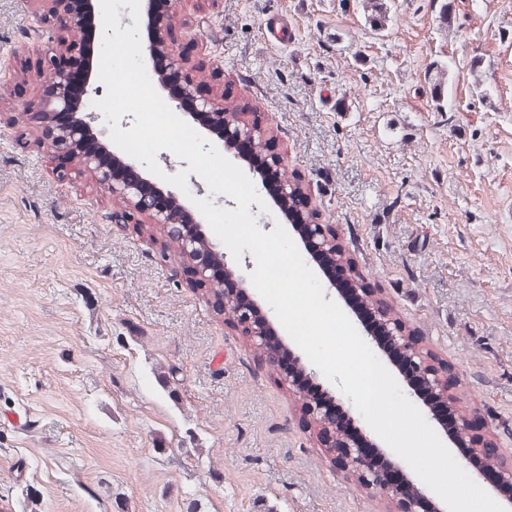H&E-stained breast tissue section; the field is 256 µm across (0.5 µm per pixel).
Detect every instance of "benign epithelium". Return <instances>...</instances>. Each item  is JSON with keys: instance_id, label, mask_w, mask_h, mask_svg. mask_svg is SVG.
I'll use <instances>...</instances> for the list:
<instances>
[{"instance_id": "1", "label": "benign epithelium", "mask_w": 512, "mask_h": 512, "mask_svg": "<svg viewBox=\"0 0 512 512\" xmlns=\"http://www.w3.org/2000/svg\"><path fill=\"white\" fill-rule=\"evenodd\" d=\"M189 9L216 6L218 0H140L139 27L144 32L141 53L147 64L160 59L163 69L161 89L169 107L199 126L207 136L221 143L225 154L248 162L257 191L271 198L275 206L292 218L290 228L299 237L306 253L322 272L328 289L336 293L358 318L367 312L373 328L365 330L367 339L393 362L407 387L421 401L430 420L448 434L450 412L454 417L451 440L466 437L473 456L484 461L492 472L494 486L512 485V459L484 439V425L457 408L455 390L458 378L448 365L421 346V339L406 330L400 318L367 287L360 273L337 261L341 246L336 225L320 222L312 199L301 186V177L289 175L287 153L270 136L264 113L248 112L249 119L236 112L231 89L217 80L224 66L217 59L196 65L208 69L209 79L200 81L186 68L198 53L199 44L192 31L182 30L179 41L172 32L180 24V2ZM99 14L97 0H53V7L37 16L38 22L62 34L59 44L31 49L22 71L41 84L39 95H24L16 85L14 111L0 113V125L30 122L42 131L61 181L91 173L112 197V223L139 224L141 218L163 230L161 256L173 260L187 284L194 288H222L213 305L224 316V326L246 337L260 358L280 376L288 392L301 404L302 422L315 433L319 447L326 450L333 466L353 477L357 484L375 496L388 498L396 512H446L433 506L430 498L406 479L397 480L399 470L380 453V445L355 433V418L344 408V401L320 380L304 354L273 339L274 327L258 300L249 292L244 277H233L227 255L220 244L208 236L202 219L173 190H163L138 172L139 165L112 154L101 141L97 128L99 115L84 112L78 94H89L98 77L82 66L80 89H75L68 60L86 59L85 32Z\"/></svg>"}]
</instances>
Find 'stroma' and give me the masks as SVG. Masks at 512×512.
I'll use <instances>...</instances> for the list:
<instances>
[{
    "label": "stroma",
    "instance_id": "obj_1",
    "mask_svg": "<svg viewBox=\"0 0 512 512\" xmlns=\"http://www.w3.org/2000/svg\"><path fill=\"white\" fill-rule=\"evenodd\" d=\"M221 0L190 17L367 283L512 449V0ZM50 0H0V70ZM286 15L294 42L265 23ZM448 71L436 87L437 67ZM486 90L477 97L476 87ZM92 175L0 127V503L10 512H394L338 472L205 292ZM364 11L370 10L368 18L378 30L385 29V26L391 22L392 14L390 7L384 0H363Z\"/></svg>",
    "mask_w": 512,
    "mask_h": 512
}]
</instances>
